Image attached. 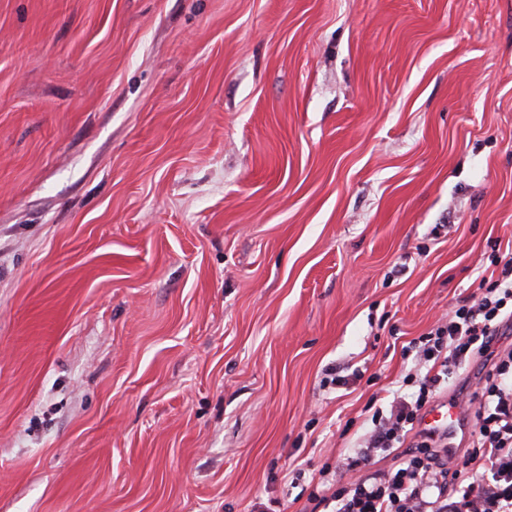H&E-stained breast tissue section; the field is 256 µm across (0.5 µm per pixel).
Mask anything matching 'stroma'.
<instances>
[{"mask_svg":"<svg viewBox=\"0 0 512 512\" xmlns=\"http://www.w3.org/2000/svg\"><path fill=\"white\" fill-rule=\"evenodd\" d=\"M511 247L512 0H0V512H303Z\"/></svg>","mask_w":512,"mask_h":512,"instance_id":"1","label":"stroma"}]
</instances>
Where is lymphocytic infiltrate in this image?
Returning a JSON list of instances; mask_svg holds the SVG:
<instances>
[{
	"instance_id": "obj_1",
	"label": "lymphocytic infiltrate",
	"mask_w": 512,
	"mask_h": 512,
	"mask_svg": "<svg viewBox=\"0 0 512 512\" xmlns=\"http://www.w3.org/2000/svg\"><path fill=\"white\" fill-rule=\"evenodd\" d=\"M500 264L478 294L404 346L417 365V393L394 396L387 409L375 410L330 495H311V503L336 502L337 512H512V349L493 348L501 326L512 325V252ZM477 354L489 359L474 394L479 428L460 455L416 425L441 384ZM381 452L394 453L392 468H372ZM478 459L491 480L472 478L470 465Z\"/></svg>"
}]
</instances>
